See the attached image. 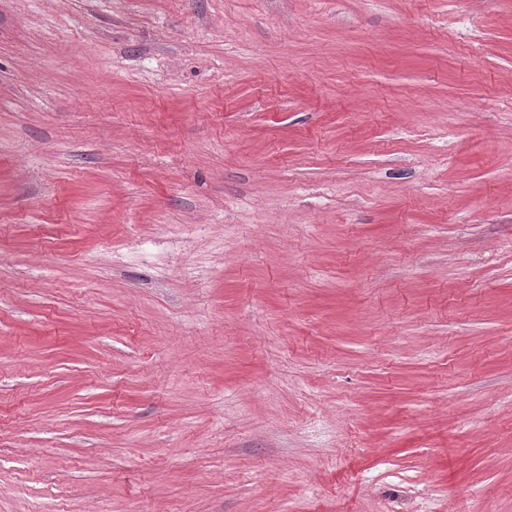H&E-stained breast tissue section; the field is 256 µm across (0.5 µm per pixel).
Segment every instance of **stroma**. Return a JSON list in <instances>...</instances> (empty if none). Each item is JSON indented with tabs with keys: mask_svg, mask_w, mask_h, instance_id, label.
Returning <instances> with one entry per match:
<instances>
[{
	"mask_svg": "<svg viewBox=\"0 0 512 512\" xmlns=\"http://www.w3.org/2000/svg\"><path fill=\"white\" fill-rule=\"evenodd\" d=\"M0 512H512V0H0Z\"/></svg>",
	"mask_w": 512,
	"mask_h": 512,
	"instance_id": "stroma-1",
	"label": "stroma"
}]
</instances>
